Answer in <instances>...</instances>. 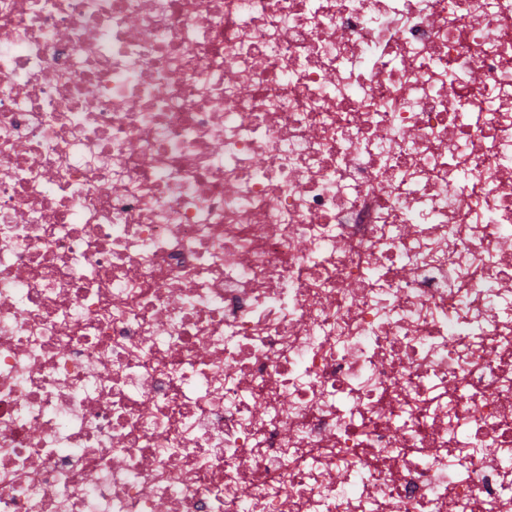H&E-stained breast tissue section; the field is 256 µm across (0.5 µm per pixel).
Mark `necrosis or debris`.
<instances>
[{"label": "necrosis or debris", "mask_w": 512, "mask_h": 512, "mask_svg": "<svg viewBox=\"0 0 512 512\" xmlns=\"http://www.w3.org/2000/svg\"><path fill=\"white\" fill-rule=\"evenodd\" d=\"M512 512V0H0V512Z\"/></svg>", "instance_id": "necrosis-or-debris-1"}]
</instances>
